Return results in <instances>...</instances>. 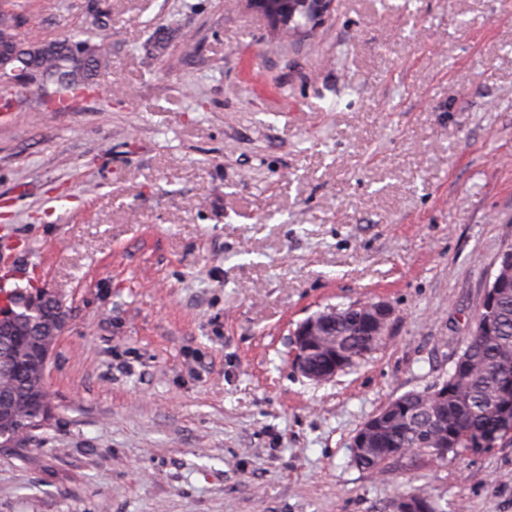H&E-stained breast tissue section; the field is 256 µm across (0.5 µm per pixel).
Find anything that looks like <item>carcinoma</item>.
Instances as JSON below:
<instances>
[{
    "label": "carcinoma",
    "instance_id": "1",
    "mask_svg": "<svg viewBox=\"0 0 512 512\" xmlns=\"http://www.w3.org/2000/svg\"><path fill=\"white\" fill-rule=\"evenodd\" d=\"M79 40L66 35L44 47L22 42L12 25L0 23V49H16L19 63L29 73L43 77L63 76L69 98L50 99L41 104L43 115L69 109L93 89L92 65L104 63L111 54L110 43L102 38L92 44L94 58L83 64L75 56ZM40 288L32 285L10 290L0 287L4 307L28 303ZM361 309L347 306L336 312V326L331 338L336 350L323 348L312 354L316 366L326 364L332 356L344 361V370L357 367L384 343L385 337L372 335L362 324ZM12 329L0 336V399L5 397L14 407L12 423L16 443L29 433L33 421L42 422L43 407L50 405L45 382L37 367L38 344L42 329L53 324L60 306L39 305L23 312ZM476 316L471 334L444 379L448 395L427 387L409 391L386 404L377 412L384 421L369 433L368 443L352 455L355 465L377 476L389 474L394 460L413 465L422 461L442 462V454L454 459L476 447L479 440L497 430L502 422V396L512 393V277L508 276L497 291L491 327L480 324Z\"/></svg>",
    "mask_w": 512,
    "mask_h": 512
}]
</instances>
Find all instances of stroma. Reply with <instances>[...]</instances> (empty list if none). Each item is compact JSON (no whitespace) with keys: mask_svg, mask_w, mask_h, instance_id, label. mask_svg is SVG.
I'll return each instance as SVG.
<instances>
[{"mask_svg":"<svg viewBox=\"0 0 512 512\" xmlns=\"http://www.w3.org/2000/svg\"><path fill=\"white\" fill-rule=\"evenodd\" d=\"M21 38L108 37L94 93L0 111V235L69 327L54 417L0 448V512H512V439L357 468L389 400L446 377L512 243V0H336L269 49L245 0H25ZM123 91L121 103H110ZM385 302V344L315 383L296 326ZM496 269L490 274L486 288L484 289L483 298L480 305V311L490 312L493 306L495 296V284L501 268H512V245L507 244L500 252L497 261ZM412 494V495H411ZM413 494H420L425 497L427 500V504L429 505V511H414V512H438L437 508L435 507V501L433 499V496L430 494L424 493V492H408V491H398L397 494L392 497V499L389 501L388 505L385 507V511L393 512L391 511V505L392 503L397 499L400 498L399 501H397V508L396 510L398 512H411L413 510H416L417 505H422L421 499L422 496L419 495H413ZM406 495H411L407 497H402Z\"/></svg>","mask_w":512,"mask_h":512,"instance_id":"obj_1","label":"stroma"}]
</instances>
